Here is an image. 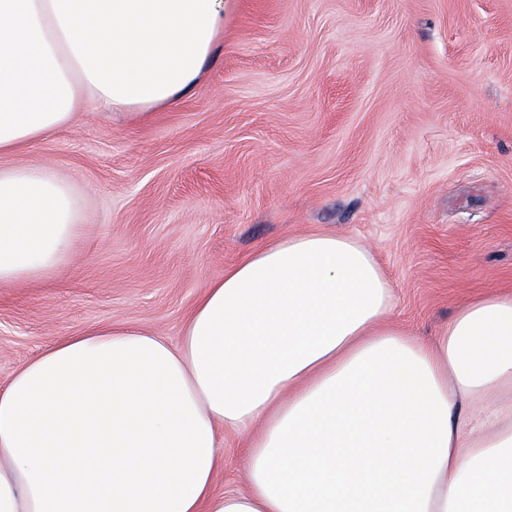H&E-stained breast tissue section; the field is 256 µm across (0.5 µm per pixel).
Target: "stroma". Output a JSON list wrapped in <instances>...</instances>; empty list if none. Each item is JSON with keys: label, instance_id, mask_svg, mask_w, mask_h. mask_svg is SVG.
I'll return each mask as SVG.
<instances>
[{"label": "stroma", "instance_id": "35a3bbf8", "mask_svg": "<svg viewBox=\"0 0 512 512\" xmlns=\"http://www.w3.org/2000/svg\"><path fill=\"white\" fill-rule=\"evenodd\" d=\"M0 161L66 177L83 225L55 277L0 288V382L109 323L177 342L212 279L317 231L369 247L391 325L428 340L512 290V0H226L190 96L83 108ZM245 451L225 432L217 492Z\"/></svg>", "mask_w": 512, "mask_h": 512}]
</instances>
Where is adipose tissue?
<instances>
[{
  "instance_id": "1",
  "label": "adipose tissue",
  "mask_w": 512,
  "mask_h": 512,
  "mask_svg": "<svg viewBox=\"0 0 512 512\" xmlns=\"http://www.w3.org/2000/svg\"><path fill=\"white\" fill-rule=\"evenodd\" d=\"M225 0H0V156L91 106L146 118L199 83ZM71 184L0 165V287L79 236ZM371 251L290 236L212 280L178 343L67 336L0 383V512H512V291L430 341L388 325ZM249 434L219 494L222 433Z\"/></svg>"
}]
</instances>
